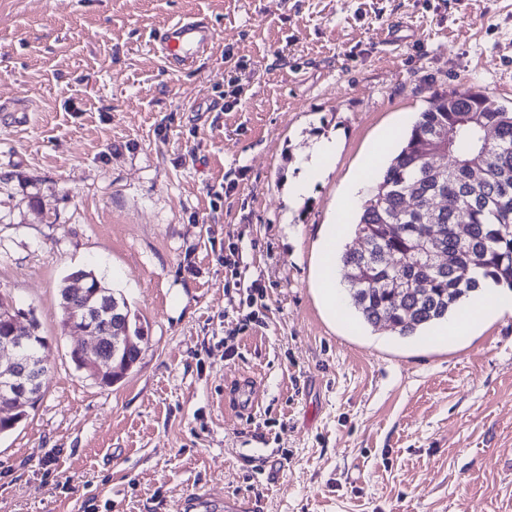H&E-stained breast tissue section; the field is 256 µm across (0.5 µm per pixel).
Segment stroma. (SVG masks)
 I'll return each instance as SVG.
<instances>
[{"instance_id":"obj_1","label":"stroma","mask_w":512,"mask_h":512,"mask_svg":"<svg viewBox=\"0 0 512 512\" xmlns=\"http://www.w3.org/2000/svg\"><path fill=\"white\" fill-rule=\"evenodd\" d=\"M184 16L215 38L178 72L155 45ZM470 84L512 107V0H0V296L50 369L0 512H512V291L448 345L332 318L314 281L382 132ZM77 268L139 317L110 386L60 327ZM338 142L335 139L320 141L311 151L309 156L302 159V166L306 175L298 178L292 185L294 196H306L309 194L313 179L318 178L325 169L330 159L336 154Z\"/></svg>"}]
</instances>
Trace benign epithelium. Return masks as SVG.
<instances>
[{"mask_svg":"<svg viewBox=\"0 0 512 512\" xmlns=\"http://www.w3.org/2000/svg\"><path fill=\"white\" fill-rule=\"evenodd\" d=\"M70 282L76 284L75 293L81 303L68 305V328L94 339L90 350L83 344L75 348V359L97 381L110 380L120 373L116 362L135 347L128 329L129 315L112 301L94 274L78 273ZM30 317V313L13 306L0 309V324L9 329L8 335L0 336V353L12 354L7 365H0V407L14 410L21 404L32 403L43 385L44 363L32 355V349L44 340L23 328V321Z\"/></svg>","mask_w":512,"mask_h":512,"instance_id":"7a95c632","label":"benign epithelium"}]
</instances>
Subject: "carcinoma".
I'll return each mask as SVG.
<instances>
[{
  "label": "carcinoma",
  "mask_w": 512,
  "mask_h": 512,
  "mask_svg": "<svg viewBox=\"0 0 512 512\" xmlns=\"http://www.w3.org/2000/svg\"><path fill=\"white\" fill-rule=\"evenodd\" d=\"M451 159L437 179L424 145ZM438 194L442 209L425 198ZM438 236H432V227ZM360 247L340 255L347 298L363 325L413 337L448 318L487 282L512 290V109L469 85L420 113L353 224ZM422 242L445 255L424 262ZM404 279L401 298L392 282Z\"/></svg>",
  "instance_id": "1"
}]
</instances>
